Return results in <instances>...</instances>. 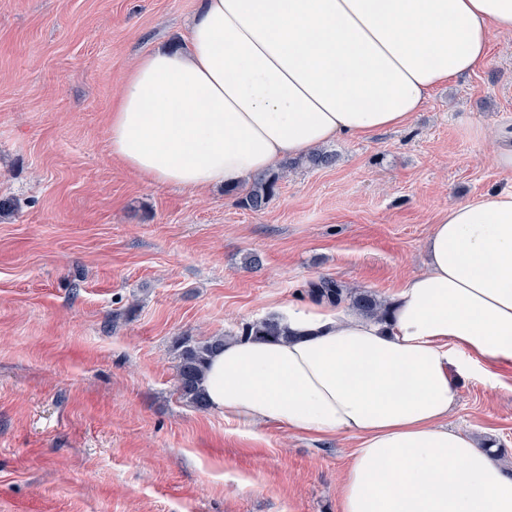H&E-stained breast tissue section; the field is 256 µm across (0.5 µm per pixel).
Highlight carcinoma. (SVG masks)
<instances>
[{"label": "carcinoma", "mask_w": 512, "mask_h": 512, "mask_svg": "<svg viewBox=\"0 0 512 512\" xmlns=\"http://www.w3.org/2000/svg\"><path fill=\"white\" fill-rule=\"evenodd\" d=\"M278 180L279 175L276 173L256 178L245 198L247 206L255 211L263 209L274 195ZM309 293L315 300L332 305H339L346 299L344 289L329 277H321L310 283ZM352 305L367 317L381 319L387 314L389 303L366 292L354 297ZM283 335L284 329L273 318L248 323L242 327L240 333V336L252 340L277 339ZM223 346L222 336H213L202 341L189 337L179 348L176 377L180 394L200 409L208 407L203 381L209 359L214 351Z\"/></svg>", "instance_id": "cac0c4a2"}]
</instances>
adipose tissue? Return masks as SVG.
I'll return each mask as SVG.
<instances>
[{"mask_svg": "<svg viewBox=\"0 0 512 512\" xmlns=\"http://www.w3.org/2000/svg\"><path fill=\"white\" fill-rule=\"evenodd\" d=\"M495 33L512 35V0H203L187 50L125 76L111 151L152 183L236 187L405 126ZM427 250L385 321L288 300L285 337L233 336L209 361L208 403L240 426L357 439L341 512H512V476L446 422L462 358L512 363V192L443 210Z\"/></svg>", "mask_w": 512, "mask_h": 512, "instance_id": "obj_1", "label": "adipose tissue"}]
</instances>
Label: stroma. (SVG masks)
<instances>
[{
	"label": "stroma",
	"instance_id": "1",
	"mask_svg": "<svg viewBox=\"0 0 512 512\" xmlns=\"http://www.w3.org/2000/svg\"><path fill=\"white\" fill-rule=\"evenodd\" d=\"M201 0H0V512H341L356 441L244 432L176 383L185 337L235 336L310 281L393 299L448 207L512 190V35L404 127L328 144L266 207L146 182L110 148L138 57ZM259 266L247 267L250 256ZM450 424L512 469V364L457 376Z\"/></svg>",
	"mask_w": 512,
	"mask_h": 512
}]
</instances>
